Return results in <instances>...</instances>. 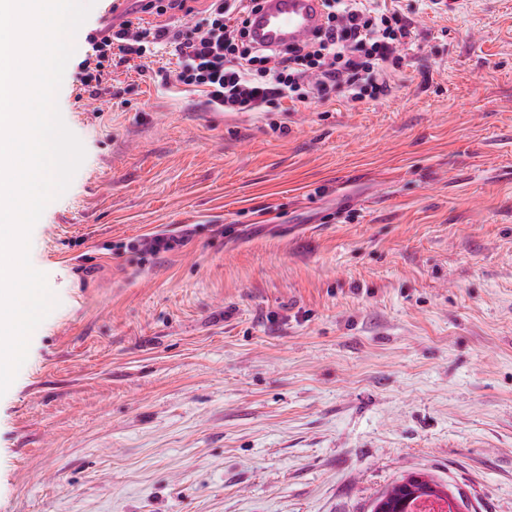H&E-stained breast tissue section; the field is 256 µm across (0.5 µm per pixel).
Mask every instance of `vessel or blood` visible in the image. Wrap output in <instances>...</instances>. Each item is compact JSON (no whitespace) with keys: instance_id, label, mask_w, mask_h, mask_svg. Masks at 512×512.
<instances>
[{"instance_id":"vessel-or-blood-1","label":"vessel or blood","mask_w":512,"mask_h":512,"mask_svg":"<svg viewBox=\"0 0 512 512\" xmlns=\"http://www.w3.org/2000/svg\"><path fill=\"white\" fill-rule=\"evenodd\" d=\"M322 23V0H263L248 30L257 44L283 50L313 36Z\"/></svg>"}]
</instances>
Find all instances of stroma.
<instances>
[{
	"mask_svg": "<svg viewBox=\"0 0 512 512\" xmlns=\"http://www.w3.org/2000/svg\"><path fill=\"white\" fill-rule=\"evenodd\" d=\"M399 4L403 76L354 107L221 116L162 49L101 112L72 55L0 512H367L415 471L512 512V0Z\"/></svg>",
	"mask_w": 512,
	"mask_h": 512,
	"instance_id": "1",
	"label": "stroma"
}]
</instances>
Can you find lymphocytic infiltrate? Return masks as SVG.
<instances>
[{
  "label": "lymphocytic infiltrate",
  "instance_id": "1",
  "mask_svg": "<svg viewBox=\"0 0 512 512\" xmlns=\"http://www.w3.org/2000/svg\"><path fill=\"white\" fill-rule=\"evenodd\" d=\"M258 0H209L196 12L189 0H147L156 16L181 14L187 35L167 25L129 20L113 26L99 19L85 37L73 74L80 91L109 94L108 66L129 55L144 59L170 46L179 83L203 92L214 112H263L272 104L328 101L340 94L350 104L385 97L402 68L401 47L412 44L411 22L386 0H323L325 25L312 39L282 52L259 47L246 25Z\"/></svg>",
  "mask_w": 512,
  "mask_h": 512
}]
</instances>
